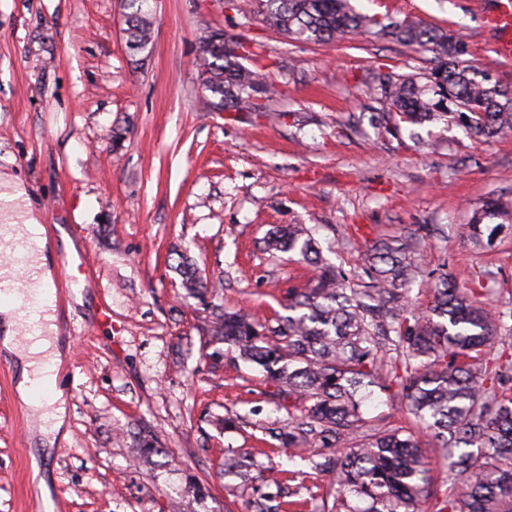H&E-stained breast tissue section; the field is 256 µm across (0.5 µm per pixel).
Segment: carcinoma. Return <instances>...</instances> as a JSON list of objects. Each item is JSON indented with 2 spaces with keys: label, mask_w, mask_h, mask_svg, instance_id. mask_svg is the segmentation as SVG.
Returning <instances> with one entry per match:
<instances>
[{
  "label": "carcinoma",
  "mask_w": 512,
  "mask_h": 512,
  "mask_svg": "<svg viewBox=\"0 0 512 512\" xmlns=\"http://www.w3.org/2000/svg\"><path fill=\"white\" fill-rule=\"evenodd\" d=\"M277 34L324 44L378 34L416 52H431V69L398 73L377 70L366 85L375 104L374 128L394 136L401 123L440 118L472 134L493 138L512 132V90L462 59V35L410 20L384 24L357 12L351 0H249ZM126 45L138 55L152 42L154 16L148 0H127ZM253 42L212 30L200 37L197 79L210 111L254 112L275 96L278 81ZM250 65H244V62ZM512 209L490 199L459 234L480 243L485 221ZM435 232L419 226L404 241H378L362 253L368 281L355 287L356 272L322 263L311 229L289 224L265 240L267 251L288 252L315 267L303 286L288 290V315L261 322L212 303L207 335L224 342L238 358L263 368L288 397L303 405L295 423L276 434L285 448L307 437L320 442L302 459L332 476V499L322 512H421L432 495V477L419 440L365 417L371 388H397L398 398L423 430L440 442L448 471L459 486L439 512H512V353L499 345L505 312L476 300L478 289L451 273L432 276L429 305L411 296L419 275L417 246ZM182 286L195 298L216 286L181 259ZM398 360L377 362L382 350ZM360 438L359 446L351 441ZM225 470L243 481L263 477L255 461L224 460ZM281 492L266 493L250 512H279Z\"/></svg>",
  "instance_id": "1"
}]
</instances>
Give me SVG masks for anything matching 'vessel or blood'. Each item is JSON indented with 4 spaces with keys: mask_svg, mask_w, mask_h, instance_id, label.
Here are the masks:
<instances>
[{
    "mask_svg": "<svg viewBox=\"0 0 512 512\" xmlns=\"http://www.w3.org/2000/svg\"><path fill=\"white\" fill-rule=\"evenodd\" d=\"M488 28L497 35L496 53L512 58V0H495L484 14ZM0 249L10 252L15 268L9 275L0 274V305L14 307L19 318L20 336H35L46 326L45 316L56 303L55 285L41 281L31 258L32 247L26 239L13 237L8 224H0ZM95 264L94 257L84 249L62 253L59 265L65 272V284L70 291L85 288Z\"/></svg>",
    "mask_w": 512,
    "mask_h": 512,
    "instance_id": "b4317fda",
    "label": "vessel or blood"
}]
</instances>
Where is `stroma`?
<instances>
[{
	"mask_svg": "<svg viewBox=\"0 0 512 512\" xmlns=\"http://www.w3.org/2000/svg\"><path fill=\"white\" fill-rule=\"evenodd\" d=\"M477 0H354L381 20L463 32L469 62L512 88V61L493 51ZM241 0H151L144 61L126 48L123 0H0V173L23 183L55 247L97 261L83 293H63L62 433H39L17 391L19 367L0 347V512L32 500L65 512H247L275 485L224 474L247 453L302 471L283 512H315L329 475L272 437L289 401L260 368L207 342L211 319L176 270L184 252L229 311L285 315L288 289L310 274L263 239L277 224L311 228L324 261L353 271L373 242L437 226L421 240L422 272L489 271L490 307L512 301V211L492 242L460 240L489 198L512 199V133L486 140L461 125L402 124L380 139L363 110L373 70L434 67L374 35L316 45L276 35ZM212 29L263 45L279 92L254 112L203 108L198 39ZM233 418L234 427L224 425ZM155 440L144 457L143 436Z\"/></svg>",
	"mask_w": 512,
	"mask_h": 512,
	"instance_id": "1",
	"label": "stroma"
}]
</instances>
